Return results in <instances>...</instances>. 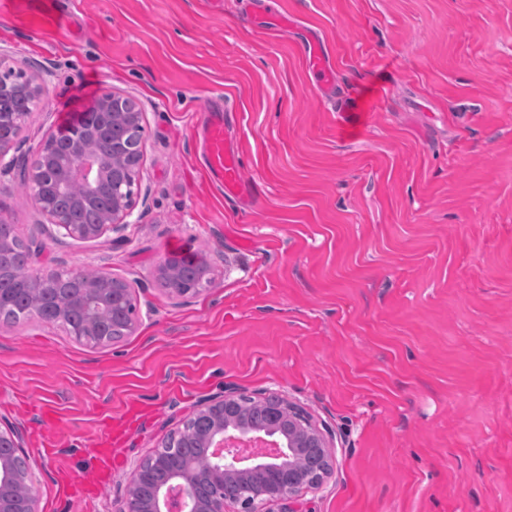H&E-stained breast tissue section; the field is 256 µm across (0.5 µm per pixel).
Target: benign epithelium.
I'll return each instance as SVG.
<instances>
[{"mask_svg":"<svg viewBox=\"0 0 512 512\" xmlns=\"http://www.w3.org/2000/svg\"><path fill=\"white\" fill-rule=\"evenodd\" d=\"M127 100L116 91L100 97V108L112 127L142 124V113L126 110ZM55 139L56 134H50L37 151L41 167L28 174L35 187L50 175L54 162L50 151ZM67 145L72 178L82 187L78 198L82 204L95 200L107 179H112L114 185L124 183L134 157L144 158L143 141L111 139L93 126L78 130ZM38 208L62 235L92 241L118 233L129 223L133 198L112 193V204L97 224H69L64 211L42 199ZM156 275L175 299L186 301L199 292L197 288H184L182 266L174 253L158 264ZM83 292L88 298L87 307L98 310L101 318L108 305L129 299L127 284L103 272L87 281ZM242 399L227 392L206 400L193 413L200 424L194 446L206 449L205 461L190 462L172 471L168 482L151 487L146 499L128 492L119 512H269V505L319 487L332 468L323 432L301 409L271 394L263 399L269 426L260 436L256 429L242 423ZM285 410L291 422L286 432L281 428ZM0 512H38L36 495L25 485L17 461L1 455Z\"/></svg>","mask_w":512,"mask_h":512,"instance_id":"benign-epithelium-1","label":"benign epithelium"}]
</instances>
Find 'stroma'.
Instances as JSON below:
<instances>
[{"mask_svg":"<svg viewBox=\"0 0 512 512\" xmlns=\"http://www.w3.org/2000/svg\"><path fill=\"white\" fill-rule=\"evenodd\" d=\"M0 59L46 89L0 157V221L39 242L34 272L112 273L136 308L95 348L0 325V428L39 512H118L227 390L329 431L333 469L289 512H512V0H5ZM109 89L143 114L134 211L119 241L74 240L19 181ZM213 110L250 204L207 171ZM183 252L211 279L187 304L155 275ZM306 61L308 67L315 72L323 85L329 87L333 86L330 80L332 70L318 44L311 43L308 46Z\"/></svg>","mask_w":512,"mask_h":512,"instance_id":"obj_1","label":"stroma"}]
</instances>
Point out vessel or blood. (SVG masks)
Segmentation results:
<instances>
[{"label": "vessel or blood", "mask_w": 512, "mask_h": 512, "mask_svg": "<svg viewBox=\"0 0 512 512\" xmlns=\"http://www.w3.org/2000/svg\"><path fill=\"white\" fill-rule=\"evenodd\" d=\"M308 67L315 72L323 85H330L331 68L318 44H310L306 52ZM206 153L210 174L223 189L226 196L249 200L256 196L253 184L240 177V166L236 150L228 143L224 133V120L220 115H210L205 132Z\"/></svg>", "instance_id": "b4317fda"}]
</instances>
